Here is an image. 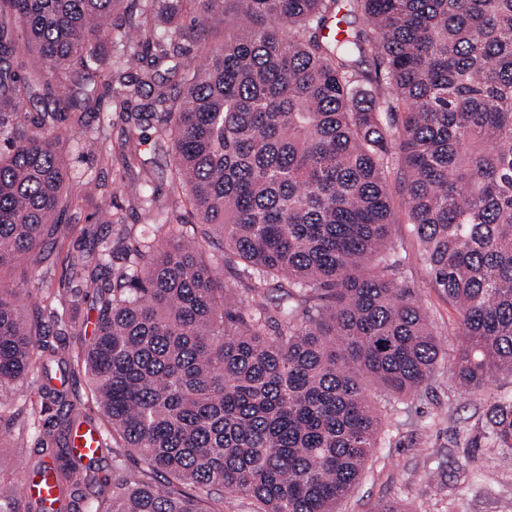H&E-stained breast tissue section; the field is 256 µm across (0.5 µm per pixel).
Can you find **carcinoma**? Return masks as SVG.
Listing matches in <instances>:
<instances>
[{
  "label": "carcinoma",
  "instance_id": "carcinoma-1",
  "mask_svg": "<svg viewBox=\"0 0 512 512\" xmlns=\"http://www.w3.org/2000/svg\"><path fill=\"white\" fill-rule=\"evenodd\" d=\"M182 2L0 0V111L53 99L29 129L0 125V274L56 251L74 196L55 145L100 111L107 46L121 108L120 59H141V110L172 122L173 190L190 204L161 202L143 166L121 178L153 237L113 271L132 231L108 210L117 239L72 257L98 304L81 352L37 357L47 309L25 311L0 279V387L53 367L90 376L112 472L80 467L81 402L62 403L52 461L32 465L58 490L53 512H224L226 494L256 512H339L379 444L371 388L387 404L416 393L442 360L391 245L392 182L457 307L455 386L512 374V0H191L187 24ZM217 14L239 32L166 91L159 68ZM73 68L84 83L68 89ZM144 140L134 127L102 160L131 172ZM483 443L512 451V398L476 424Z\"/></svg>",
  "mask_w": 512,
  "mask_h": 512
}]
</instances>
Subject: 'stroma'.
I'll list each match as a JSON object with an SVG mask.
<instances>
[{
    "instance_id": "stroma-1",
    "label": "stroma",
    "mask_w": 512,
    "mask_h": 512,
    "mask_svg": "<svg viewBox=\"0 0 512 512\" xmlns=\"http://www.w3.org/2000/svg\"><path fill=\"white\" fill-rule=\"evenodd\" d=\"M145 93H138L130 109L116 107L103 98L101 112L90 115V126H104L109 144H119L133 126V109L145 104ZM70 159V189L78 191L82 177L95 176L103 184L99 195L80 198L68 211L58 234V246L50 264L36 271L14 272L8 280L18 286L25 303L34 305L62 293L65 325L50 327L38 337L35 351L49 358L63 350H75L90 342L97 317V303L79 271L73 270V256L89 254L99 237L111 231L103 224L102 213L123 209L126 224L135 229L126 244L135 248L148 227L138 212L128 210L118 190L121 172L104 165L99 146L79 136L73 143H62ZM394 224L392 239L405 283L415 288L430 316L444 359L436 382L415 395L395 402L387 412V424L378 448L367 463L359 485L342 503L341 512H373L384 500H397L413 506L416 512H512V455L491 448H471L467 441L472 427L486 412L491 395L511 396L512 377L501 375L488 389L459 394L448 374V361L456 349L458 312L436 282L408 219L404 196L391 192ZM46 381L39 373L30 374L19 385L0 390V428L22 439L28 450L21 457L0 452V493L25 502L29 466L42 457L38 432L27 424L37 415L40 427L55 423L56 404L44 403Z\"/></svg>"
}]
</instances>
